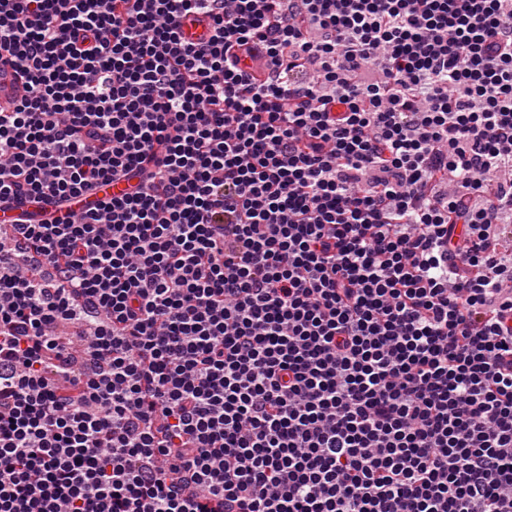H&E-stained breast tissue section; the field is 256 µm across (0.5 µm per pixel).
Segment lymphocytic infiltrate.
<instances>
[{
	"instance_id": "f902f5d3",
	"label": "lymphocytic infiltrate",
	"mask_w": 512,
	"mask_h": 512,
	"mask_svg": "<svg viewBox=\"0 0 512 512\" xmlns=\"http://www.w3.org/2000/svg\"><path fill=\"white\" fill-rule=\"evenodd\" d=\"M0 55V203L137 181L0 225V512H512V0H0ZM23 94L22 85L11 64L0 61V112H9ZM127 192L124 182H110L101 185L95 192L70 201L69 210L88 211L97 207L101 202L112 199V196Z\"/></svg>"
}]
</instances>
